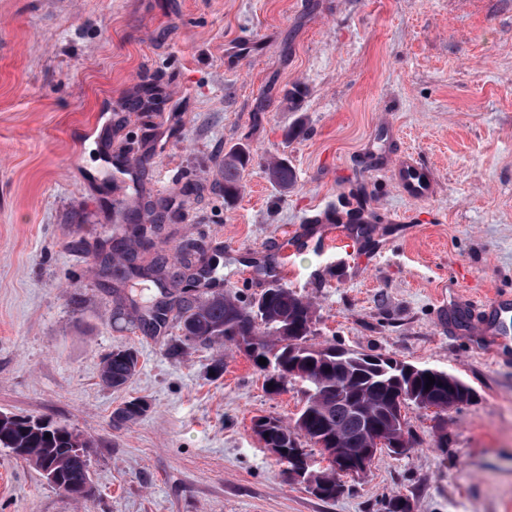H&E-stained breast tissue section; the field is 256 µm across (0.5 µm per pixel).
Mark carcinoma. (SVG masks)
Listing matches in <instances>:
<instances>
[{"mask_svg": "<svg viewBox=\"0 0 512 512\" xmlns=\"http://www.w3.org/2000/svg\"><path fill=\"white\" fill-rule=\"evenodd\" d=\"M252 161L250 151L240 146L224 155L222 187L224 198L231 199L240 190L241 172ZM269 180L281 189L292 187L296 174L288 161L275 160L267 164ZM122 235L116 242V254L129 250L133 244L147 248L152 245L146 229L137 224V210L132 208L127 223L121 225ZM191 267L184 263L179 267L157 264L161 277L150 280L160 294L171 296L168 283L179 286L192 277ZM176 318L179 326L193 336L189 341L179 337L171 345L174 353H184L195 346L240 348L246 345L244 354L263 373L264 382L272 384L270 390L278 392L288 382V377L308 373L315 382L306 385L303 405L289 424L271 419V433L258 436L265 444L283 449L281 458L291 467L295 449L323 443L327 448H360L364 433L362 423L351 411L349 401L360 403L366 417L378 423H387L381 413L388 400L391 381L398 379L404 390L403 407L434 408L440 424L448 418V372L431 374L424 368L420 373L402 374L389 367L387 360L379 356L351 354L355 365L346 380L347 399L340 398L336 389V358L344 352L334 346H316L309 342L313 321L312 304L281 283H273L258 297L244 304L231 293L204 291L192 301L185 295L178 299ZM168 308L164 301L157 302L145 314L137 312L134 321L145 329L156 327L159 312ZM136 351L115 348L104 359L101 380L113 388L127 383L136 373ZM265 358L266 364L259 363ZM435 383L426 387L427 376ZM147 406L139 400L127 402L112 417L115 427L120 428L143 416ZM0 448H7L16 456L28 461L42 472L58 489L75 499H88L94 495L90 474L92 442L66 425L48 421L42 426L29 417L0 414Z\"/></svg>", "mask_w": 512, "mask_h": 512, "instance_id": "cac0c4a2", "label": "carcinoma"}]
</instances>
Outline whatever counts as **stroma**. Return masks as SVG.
I'll use <instances>...</instances> for the list:
<instances>
[{
    "label": "stroma",
    "instance_id": "1",
    "mask_svg": "<svg viewBox=\"0 0 512 512\" xmlns=\"http://www.w3.org/2000/svg\"><path fill=\"white\" fill-rule=\"evenodd\" d=\"M247 146L238 197L224 155ZM411 155L434 192L412 199ZM296 173L287 191L271 157ZM166 200L151 249L218 256L225 290L273 282L314 306L316 345L450 372L473 391L438 431L407 410L414 446L377 455L323 501L253 430L287 420L238 352L176 356L177 319L117 316L112 202ZM512 294V0H0V412L94 443L77 501L0 448V512H512V346L483 306ZM138 354L122 388L114 348ZM148 410L121 428L114 410ZM267 173L269 180L281 189L292 187L296 181V174L292 166L287 160L271 161L267 164ZM136 351L131 348H115L106 356L101 370V380L113 388L127 383L136 373Z\"/></svg>",
    "mask_w": 512,
    "mask_h": 512
}]
</instances>
